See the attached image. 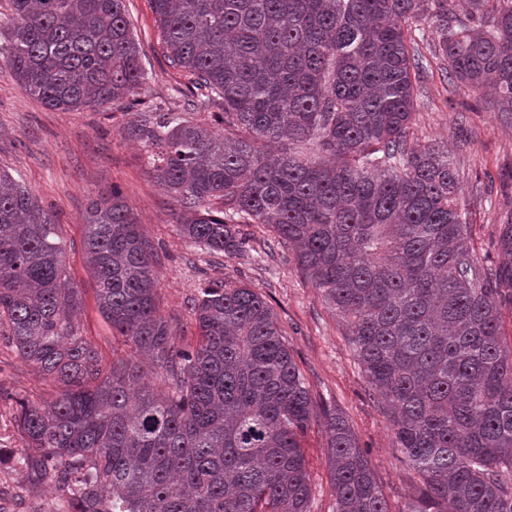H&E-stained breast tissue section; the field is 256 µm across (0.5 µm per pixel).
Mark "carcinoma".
I'll use <instances>...</instances> for the list:
<instances>
[{"mask_svg":"<svg viewBox=\"0 0 512 512\" xmlns=\"http://www.w3.org/2000/svg\"><path fill=\"white\" fill-rule=\"evenodd\" d=\"M151 0L195 111L150 107L128 134L180 203L181 234L238 254L264 224L343 319L393 447L422 488L401 512H512V355L500 334L512 262L475 260L448 150L410 138L418 61L435 19L448 78L512 112V0ZM6 59L46 107L127 106L146 81L124 0H12ZM218 200L222 208L209 202ZM105 359L73 319L78 288L56 224L0 171V326L59 388L17 400L16 463L66 492L55 512H311L301 441L323 419L335 512H392L347 421L319 411L271 305L205 288L196 345L158 312L154 253L121 191L85 218ZM158 384L140 385L139 356Z\"/></svg>","mask_w":512,"mask_h":512,"instance_id":"obj_1","label":"carcinoma"}]
</instances>
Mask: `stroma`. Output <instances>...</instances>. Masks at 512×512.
<instances>
[{
	"label": "stroma",
	"instance_id": "obj_1",
	"mask_svg": "<svg viewBox=\"0 0 512 512\" xmlns=\"http://www.w3.org/2000/svg\"><path fill=\"white\" fill-rule=\"evenodd\" d=\"M125 5L148 72L142 99L183 111L185 100L173 91L187 77L167 64L150 0H125ZM414 36L422 68L410 135L423 144L447 147L459 174L458 205L470 226L468 243L481 264L497 265L504 260L499 227L512 220V120L465 83L449 81L446 61L434 52L438 36L432 20H423ZM137 118L123 107L46 108L20 86L0 57V171L24 184L57 222L66 274L83 298L75 319L80 335L111 356L112 329L97 308V283L86 265L83 237L90 200L115 187L154 247L158 308L175 329L178 346L197 342L192 309L202 288H252L273 308L312 400L347 420L398 512L419 478L393 446L389 416L375 402L335 309L301 273L292 248L268 249L272 234L265 225H241L246 247L232 257L183 237L176 223L179 204L150 174L151 145L127 135V126ZM0 389L35 402L54 395L51 385L1 340ZM326 442L324 424L313 423L303 441L311 512L335 508ZM23 448L14 409L0 401V512H54L63 492L17 469Z\"/></svg>",
	"mask_w": 512,
	"mask_h": 512
}]
</instances>
